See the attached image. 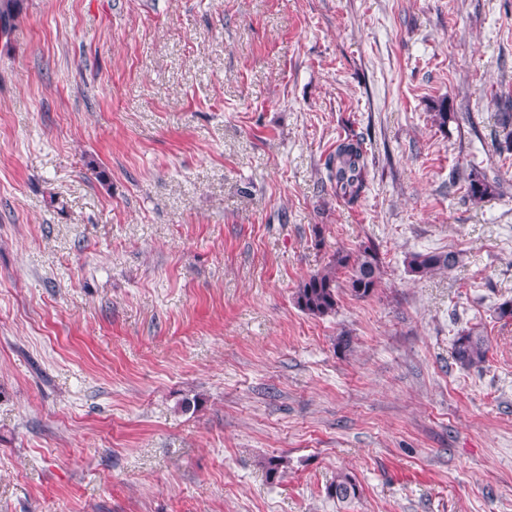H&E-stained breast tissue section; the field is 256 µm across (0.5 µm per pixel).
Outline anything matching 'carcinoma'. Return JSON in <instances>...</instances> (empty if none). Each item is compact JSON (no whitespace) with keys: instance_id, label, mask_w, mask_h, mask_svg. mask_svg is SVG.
Wrapping results in <instances>:
<instances>
[{"instance_id":"carcinoma-1","label":"carcinoma","mask_w":512,"mask_h":512,"mask_svg":"<svg viewBox=\"0 0 512 512\" xmlns=\"http://www.w3.org/2000/svg\"><path fill=\"white\" fill-rule=\"evenodd\" d=\"M23 0H0V34L9 35L15 19L21 13ZM502 129L496 143L498 156L512 155V113H498ZM327 179L336 197L346 204L359 203L367 188L368 150L364 139L347 135L336 142V148L326 162ZM467 194L480 201L503 192L504 184L497 176L476 169L467 178ZM462 262L457 251H431L412 253L406 258L407 269L416 277L450 271ZM382 262L375 246L360 247L356 253L336 252L322 269L304 278L295 290L297 307L307 315L323 318L336 314L338 292L344 287L355 298L371 296L381 283ZM454 359L463 369L479 368L487 360L489 347L480 333L473 328L458 332L453 344ZM327 493L341 502L352 501L361 495L356 480L340 471L329 484Z\"/></svg>"}]
</instances>
